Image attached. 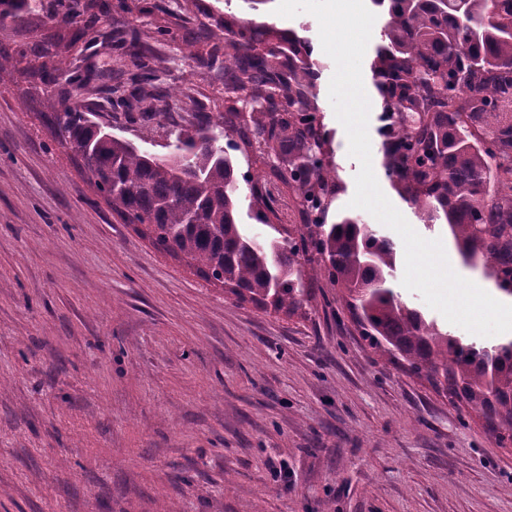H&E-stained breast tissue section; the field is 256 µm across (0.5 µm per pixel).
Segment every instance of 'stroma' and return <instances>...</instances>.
<instances>
[{"mask_svg":"<svg viewBox=\"0 0 512 512\" xmlns=\"http://www.w3.org/2000/svg\"><path fill=\"white\" fill-rule=\"evenodd\" d=\"M90 2L74 0L62 23L56 0H32L27 24L0 33L19 67L66 69L51 86L0 84V512H512V442L380 359L335 289L317 290L304 317L225 297L113 215L40 117L44 92L75 96L114 135L167 153L195 103L224 110L223 85L181 52L199 23L220 44L225 15L265 22L308 39L321 64L344 186L333 208L346 211L359 164L329 101L335 65L317 19L278 16V0H200L185 14L179 0H145L135 21ZM92 14L96 41L73 40ZM118 27L152 48L158 78L144 92L161 115L112 108L107 75L127 67ZM380 110L372 101L368 131L382 191L418 234L441 239L455 272L484 282L447 224L391 187Z\"/></svg>","mask_w":512,"mask_h":512,"instance_id":"obj_1","label":"stroma"}]
</instances>
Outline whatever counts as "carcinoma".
<instances>
[{
	"label": "carcinoma",
	"mask_w": 512,
	"mask_h": 512,
	"mask_svg": "<svg viewBox=\"0 0 512 512\" xmlns=\"http://www.w3.org/2000/svg\"><path fill=\"white\" fill-rule=\"evenodd\" d=\"M386 13L370 64L382 100L383 165L393 188L432 221L448 224L464 261L482 265L512 296V0H373ZM30 0H0V30L21 25ZM224 27V115L176 134L158 156L102 131L78 102L48 93L44 118L59 145L124 223L199 277L266 313L303 314L321 281L341 293L369 346L407 362L450 398L481 413L501 446L512 441V337L482 346L451 336L393 286L399 251L351 213L332 214L342 191L319 107L320 64L293 32L230 15ZM219 52L187 50L211 69ZM134 88L112 86V108L143 107L156 70L132 60ZM261 102L244 111L238 97ZM226 144H220V138ZM322 151L305 167H275ZM288 190L300 227L282 224L267 188ZM271 234L239 222L243 201Z\"/></svg>",
	"instance_id": "carcinoma-1"
}]
</instances>
